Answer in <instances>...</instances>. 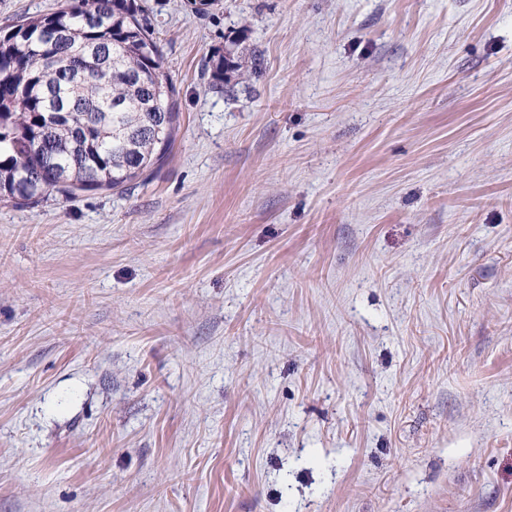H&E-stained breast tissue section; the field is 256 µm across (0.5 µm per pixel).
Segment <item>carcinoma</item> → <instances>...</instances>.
I'll list each match as a JSON object with an SVG mask.
<instances>
[{
	"mask_svg": "<svg viewBox=\"0 0 512 512\" xmlns=\"http://www.w3.org/2000/svg\"><path fill=\"white\" fill-rule=\"evenodd\" d=\"M137 0H74L0 35V201L124 191L170 147L177 113Z\"/></svg>",
	"mask_w": 512,
	"mask_h": 512,
	"instance_id": "obj_1",
	"label": "carcinoma"
}]
</instances>
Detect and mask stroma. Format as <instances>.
<instances>
[{
  "mask_svg": "<svg viewBox=\"0 0 512 512\" xmlns=\"http://www.w3.org/2000/svg\"><path fill=\"white\" fill-rule=\"evenodd\" d=\"M146 6L163 160L0 203V512H512V0Z\"/></svg>",
  "mask_w": 512,
  "mask_h": 512,
  "instance_id": "obj_1",
  "label": "stroma"
}]
</instances>
